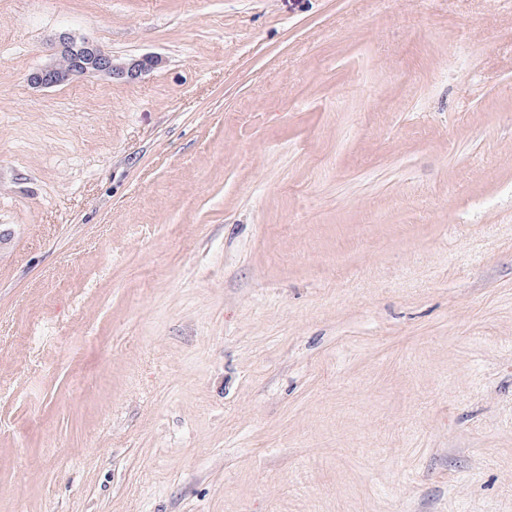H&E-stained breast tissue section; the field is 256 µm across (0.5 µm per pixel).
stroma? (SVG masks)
I'll list each match as a JSON object with an SVG mask.
<instances>
[{
	"mask_svg": "<svg viewBox=\"0 0 512 512\" xmlns=\"http://www.w3.org/2000/svg\"><path fill=\"white\" fill-rule=\"evenodd\" d=\"M0 512H512V0H0ZM59 43L60 49L68 50L60 54L59 65L62 68L59 65L41 68L39 76H29L28 80L31 85L35 87H52L66 84L74 78V74L71 71L79 72L82 68V73L79 76L89 73H102L111 78L112 75H126L130 78H136L142 72L155 69L162 64V59L157 56H143L128 63L115 64L112 63L111 56L106 54L97 44L88 40L78 42L66 34L60 37ZM70 51L90 53L89 61L86 63L82 55ZM103 57L111 61L109 65H101L99 63V60ZM85 63L86 65L82 67Z\"/></svg>",
	"mask_w": 512,
	"mask_h": 512,
	"instance_id": "1",
	"label": "stroma"
}]
</instances>
